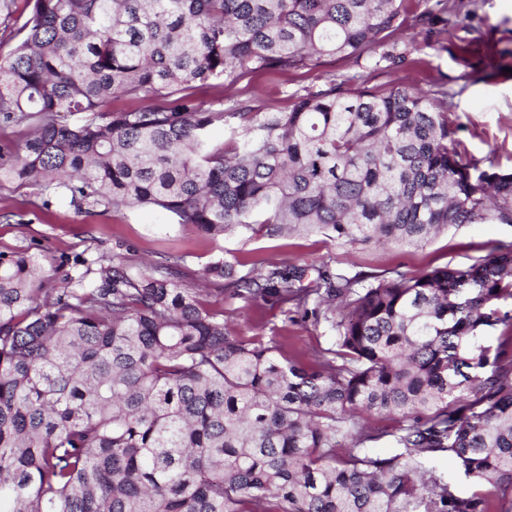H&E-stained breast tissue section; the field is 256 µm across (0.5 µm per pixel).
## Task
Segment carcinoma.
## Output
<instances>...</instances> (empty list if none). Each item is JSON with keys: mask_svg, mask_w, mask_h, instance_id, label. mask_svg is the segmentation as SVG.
<instances>
[{"mask_svg": "<svg viewBox=\"0 0 512 512\" xmlns=\"http://www.w3.org/2000/svg\"><path fill=\"white\" fill-rule=\"evenodd\" d=\"M411 9L33 0L0 62V123L31 133L0 183L116 214L158 207L212 238L258 224L419 248L460 224L512 226V171L462 156L448 113L416 88L351 77L278 112L234 99L210 112L189 93L367 50L397 66L411 46L385 33ZM118 93L145 105L111 110ZM181 261L134 276L118 255L83 258L58 288L37 257L0 254V512H512V243L413 275L206 265L231 299L323 320L332 344L313 367L231 335ZM383 437L392 454L366 447ZM433 453L476 490L426 467Z\"/></svg>", "mask_w": 512, "mask_h": 512, "instance_id": "cac0c4a2", "label": "carcinoma"}]
</instances>
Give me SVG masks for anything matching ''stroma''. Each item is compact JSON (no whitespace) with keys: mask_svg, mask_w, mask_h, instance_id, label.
<instances>
[{"mask_svg":"<svg viewBox=\"0 0 512 512\" xmlns=\"http://www.w3.org/2000/svg\"><path fill=\"white\" fill-rule=\"evenodd\" d=\"M418 45L408 63L376 67L369 56L323 58L311 70L287 74L245 73L237 83H195L192 93L206 110L220 111L227 99L251 101L285 111L305 91L326 88L331 80L358 77L368 88L414 85L432 100H446L454 138L464 156L493 158L512 167V0H448L447 13L417 25ZM512 241V226L463 224L449 228L421 248L396 245H342L320 232L270 237L263 232L228 234L213 239L169 213L152 208L120 214L98 207L78 208L69 197L46 195L35 183H0V253L26 252L46 265L72 270L74 257L120 255L133 274L147 276L166 255L182 256L181 271L210 308L224 312L231 335L275 346L303 366L315 363L330 345L325 323L283 307L258 302L249 306L225 299L222 285L202 280V270L223 257L245 269L269 264L310 266L323 262L349 272L383 275L398 269L410 274L443 266L466 267L497 243Z\"/></svg>","mask_w":512,"mask_h":512,"instance_id":"1","label":"stroma"}]
</instances>
